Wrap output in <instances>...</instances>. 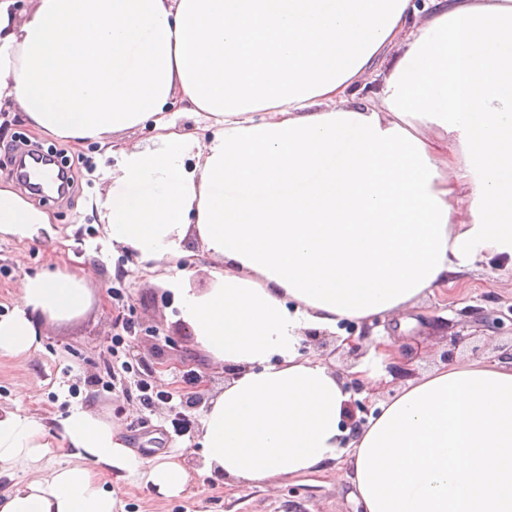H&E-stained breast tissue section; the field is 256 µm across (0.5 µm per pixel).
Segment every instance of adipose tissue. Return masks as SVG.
<instances>
[{"label":"adipose tissue","instance_id":"obj_1","mask_svg":"<svg viewBox=\"0 0 512 512\" xmlns=\"http://www.w3.org/2000/svg\"><path fill=\"white\" fill-rule=\"evenodd\" d=\"M0 0V110L111 151L96 209L112 247L172 264L198 244L211 287L165 281L198 349L232 367L203 413L198 470L138 458L84 407L0 410V465L62 439L69 461L0 493V512H118L97 475L165 497L194 473L264 488L344 460L363 512H512V364L437 367L352 428L336 371L301 351L413 305L454 269L512 268V0ZM404 51L379 94L350 89ZM198 118L202 134L178 120ZM53 219L0 184V234ZM0 354L88 308L85 277L16 285Z\"/></svg>","mask_w":512,"mask_h":512}]
</instances>
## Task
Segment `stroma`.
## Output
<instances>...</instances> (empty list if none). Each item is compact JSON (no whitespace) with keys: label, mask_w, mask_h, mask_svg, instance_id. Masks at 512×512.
Segmentation results:
<instances>
[{"label":"stroma","mask_w":512,"mask_h":512,"mask_svg":"<svg viewBox=\"0 0 512 512\" xmlns=\"http://www.w3.org/2000/svg\"><path fill=\"white\" fill-rule=\"evenodd\" d=\"M22 142L57 150L74 186L63 199L28 197L52 214L54 237H0V316L19 307L20 278L45 272L88 274L91 305L71 321H44L31 351L0 355V409L48 419L82 405L119 427L140 457L152 458L159 450L195 466L204 404L223 391L227 369L184 334L170 308L171 293L146 276L139 257L107 244L94 204L103 191L100 170L109 163L105 149L37 137L24 113L1 110L0 178H7L13 150ZM405 316L416 321L405 331L387 316L346 324L355 341L351 347L339 345L328 332L315 342L303 340L306 356L324 360L348 382L373 339L384 333L392 337L396 360L379 366L385 382L350 393V426L365 424L398 387L444 364L445 352L457 363L491 361L512 345V273L499 257L487 258L480 270L450 273L446 288L422 297ZM20 382L26 385L21 393ZM145 386L169 392L170 400L144 407ZM189 400L194 406L188 410ZM103 482L117 498L119 512H361L333 471L238 493L222 475L202 476L189 492L173 498L108 474Z\"/></svg>","instance_id":"obj_1"}]
</instances>
